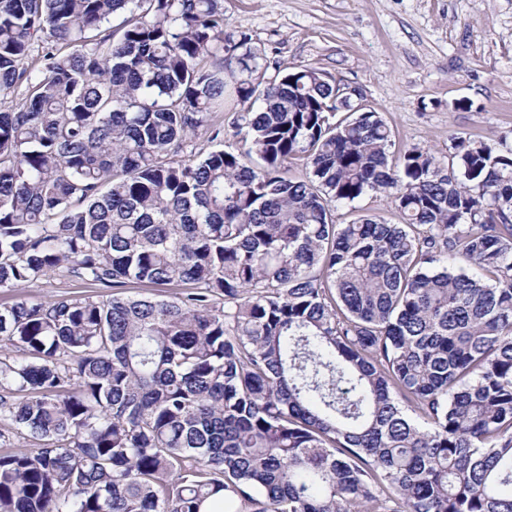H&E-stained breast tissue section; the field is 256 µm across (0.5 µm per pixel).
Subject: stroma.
I'll return each mask as SVG.
<instances>
[{
	"instance_id": "stroma-1",
	"label": "stroma",
	"mask_w": 512,
	"mask_h": 512,
	"mask_svg": "<svg viewBox=\"0 0 512 512\" xmlns=\"http://www.w3.org/2000/svg\"><path fill=\"white\" fill-rule=\"evenodd\" d=\"M270 69L311 66L358 89L395 152L446 155L452 138L512 147V0H222ZM54 275L0 290V304L89 296Z\"/></svg>"
}]
</instances>
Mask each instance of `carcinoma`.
Instances as JSON below:
<instances>
[{
  "label": "carcinoma",
  "mask_w": 512,
  "mask_h": 512,
  "mask_svg": "<svg viewBox=\"0 0 512 512\" xmlns=\"http://www.w3.org/2000/svg\"><path fill=\"white\" fill-rule=\"evenodd\" d=\"M225 27L0 0V289L190 285L0 305V442L44 441L0 455V512H512V148L395 157ZM371 193L402 223L338 221Z\"/></svg>",
  "instance_id": "obj_1"
}]
</instances>
